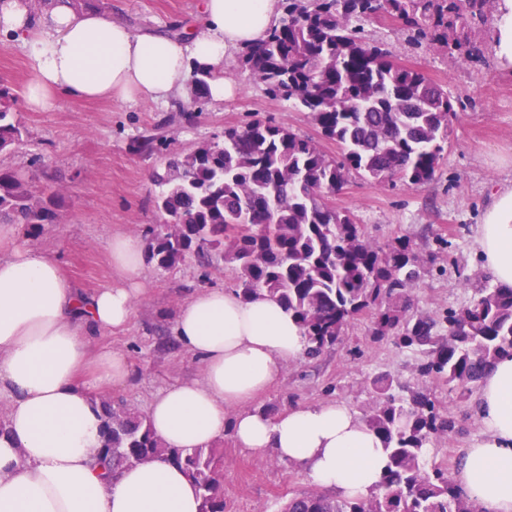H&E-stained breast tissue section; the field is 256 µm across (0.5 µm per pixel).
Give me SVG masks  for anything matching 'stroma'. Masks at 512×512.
Masks as SVG:
<instances>
[{
    "label": "stroma",
    "mask_w": 512,
    "mask_h": 512,
    "mask_svg": "<svg viewBox=\"0 0 512 512\" xmlns=\"http://www.w3.org/2000/svg\"><path fill=\"white\" fill-rule=\"evenodd\" d=\"M198 0H91V9L112 15L137 31L179 33L195 21ZM396 60L421 70L458 98V118L449 147L432 181L415 187H377L353 176L330 197L333 205L354 212L359 224L378 244L410 238L424 259L414 290L415 306L432 313L470 304L479 289L493 287L490 272L474 243L475 229L502 187H512V70L503 69L492 47L494 28L486 26L482 62L460 65L430 43L408 45L406 35L388 18L372 23ZM224 76L236 90L224 102L191 105L189 98L167 104L147 99L128 102L77 101L53 96L48 106L31 110L26 102L31 75L21 50L0 34V83L17 91L16 109L25 127L21 143L0 162L15 169L35 187L55 194L57 223L38 236L16 225L20 243L57 258L78 288L91 292L114 285L108 242L115 233L142 236L158 223L155 175L164 173L170 153L186 152L247 114L287 124L318 141L323 151H338L323 138L311 114L269 98L239 60ZM190 106L193 119H175L178 106ZM161 127L166 147L152 155L137 154L138 135ZM147 289L133 306L128 325L95 336L98 352L120 351L129 362L130 381L120 387L101 383L96 372L84 380L94 395L123 399L146 411L153 395L167 385L195 380L201 361L189 354L174 334L176 314L195 292L231 289L235 274L222 265L203 271L193 259L168 270L146 262ZM368 320L349 328L342 344L320 357H305L282 366L275 384L253 400L254 409L277 412L327 401L364 413L372 401L371 377L386 371L415 381V362L392 342L366 345ZM428 389L449 406L460 430L430 450L433 460H447L451 471L464 462V451L478 447L486 431L477 418L475 397L460 398L449 386L428 382ZM224 450L226 512H279L288 497L313 490V482L275 455L238 448L232 436L219 442Z\"/></svg>",
    "instance_id": "stroma-1"
}]
</instances>
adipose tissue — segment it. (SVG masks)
Instances as JSON below:
<instances>
[{"instance_id":"1","label":"adipose tissue","mask_w":512,"mask_h":512,"mask_svg":"<svg viewBox=\"0 0 512 512\" xmlns=\"http://www.w3.org/2000/svg\"><path fill=\"white\" fill-rule=\"evenodd\" d=\"M280 14L281 0H199L198 31L172 36L134 32L68 0H49L37 14L28 0H0V33L23 50L34 109L53 94L167 103L184 96L196 66L213 72L208 97L220 103L233 92L226 65L261 41ZM476 245L495 284L512 288V188L494 195ZM108 251L120 284L86 295L55 258L0 225V391L11 396L10 435L0 440V512H199L195 484L164 460L107 480L99 475L102 421L78 377L92 336L125 327L146 287L138 238L112 235ZM174 330L204 373L151 401L147 420L167 446L209 445L223 435L232 409L239 447L273 453L342 498L378 490L383 444L345 404L291 408L273 418L251 409L281 365L305 348L293 314L278 301L203 289L181 306ZM476 402L487 436L466 449L457 482L481 512H512V358L486 371Z\"/></svg>"}]
</instances>
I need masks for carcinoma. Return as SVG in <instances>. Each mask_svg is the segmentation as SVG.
<instances>
[{
  "mask_svg": "<svg viewBox=\"0 0 512 512\" xmlns=\"http://www.w3.org/2000/svg\"><path fill=\"white\" fill-rule=\"evenodd\" d=\"M501 0H285L284 16L242 55V66L275 99L311 114L340 152L329 156L311 138L270 118L224 129L187 153L173 154L156 200L178 225L148 231L150 259L170 269L193 257L205 268L222 261L236 291L277 299L296 318L314 359L340 343L348 327L371 317L369 339L390 341L415 356L421 378L469 396L491 363L512 358V288H485L471 304L434 315L414 309L421 259L408 238L381 247L338 210L328 195L350 174L375 186L431 181L448 148L457 111L450 92L395 60L366 25L387 17L408 41L429 42L465 66L480 61L476 34ZM210 71L189 77L192 102L207 98ZM17 95L0 84V155L23 137ZM163 136L147 130L136 151L153 154ZM57 220L51 203L9 167L0 166V224L34 235ZM373 402L363 422L388 457L381 490L337 498L317 490L288 499L282 512H479L448 474L428 462L430 448L456 429V419L428 389L389 374L371 380ZM103 419L97 464L104 474L163 458L196 483L200 512H224V451L170 448L147 417L124 401L96 399Z\"/></svg>",
  "mask_w": 512,
  "mask_h": 512,
  "instance_id": "carcinoma-1",
  "label": "carcinoma"
}]
</instances>
